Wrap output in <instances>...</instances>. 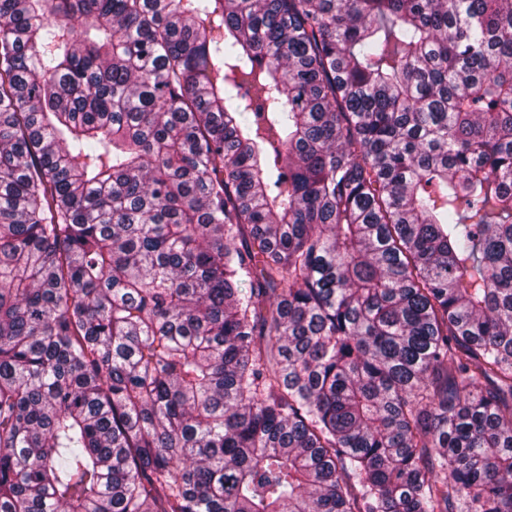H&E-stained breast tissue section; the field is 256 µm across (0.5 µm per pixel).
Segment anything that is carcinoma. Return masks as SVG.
<instances>
[{
  "label": "carcinoma",
  "mask_w": 512,
  "mask_h": 512,
  "mask_svg": "<svg viewBox=\"0 0 512 512\" xmlns=\"http://www.w3.org/2000/svg\"><path fill=\"white\" fill-rule=\"evenodd\" d=\"M0 512H512V0H0Z\"/></svg>",
  "instance_id": "cac0c4a2"
}]
</instances>
